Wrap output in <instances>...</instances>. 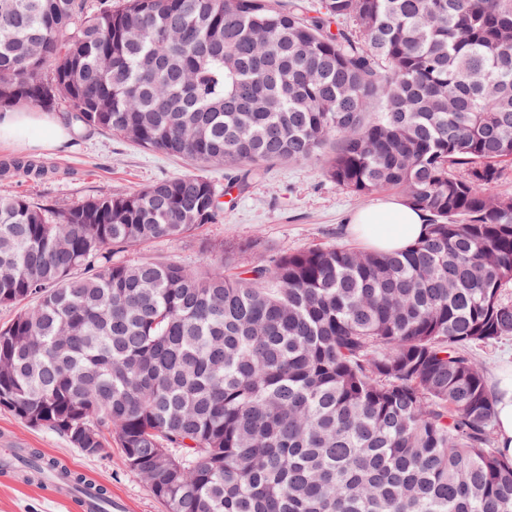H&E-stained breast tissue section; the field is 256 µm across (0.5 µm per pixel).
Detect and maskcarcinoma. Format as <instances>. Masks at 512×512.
I'll return each instance as SVG.
<instances>
[{
  "label": "carcinoma",
  "instance_id": "carcinoma-1",
  "mask_svg": "<svg viewBox=\"0 0 512 512\" xmlns=\"http://www.w3.org/2000/svg\"><path fill=\"white\" fill-rule=\"evenodd\" d=\"M53 61L52 72L44 65ZM257 177L324 162L429 214L400 252L130 262L223 219L188 172L58 210L0 196V406L117 443L168 512H512L473 348L512 336V0H0V107ZM112 512L102 483L33 450Z\"/></svg>",
  "mask_w": 512,
  "mask_h": 512
}]
</instances>
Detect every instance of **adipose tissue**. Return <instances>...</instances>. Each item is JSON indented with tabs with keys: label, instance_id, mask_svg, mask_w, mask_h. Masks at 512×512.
<instances>
[{
	"label": "adipose tissue",
	"instance_id": "adipose-tissue-1",
	"mask_svg": "<svg viewBox=\"0 0 512 512\" xmlns=\"http://www.w3.org/2000/svg\"><path fill=\"white\" fill-rule=\"evenodd\" d=\"M33 128L44 135L33 140L34 147L50 150L68 138L67 131L57 125L51 115L24 106L0 110V141H23ZM426 215L400 199L382 200L355 213L352 232L365 239L368 248L396 251L408 248L426 232Z\"/></svg>",
	"mask_w": 512,
	"mask_h": 512
}]
</instances>
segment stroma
Instances as JSON below:
<instances>
[{
    "instance_id": "stroma-1",
    "label": "stroma",
    "mask_w": 512,
    "mask_h": 512,
    "mask_svg": "<svg viewBox=\"0 0 512 512\" xmlns=\"http://www.w3.org/2000/svg\"><path fill=\"white\" fill-rule=\"evenodd\" d=\"M39 160L42 178L0 174V195L20 194L38 203L63 209L100 193L123 194L187 169L184 160L130 145L120 137L74 127L70 137L52 151H39L14 142L0 143V164L17 157ZM203 173L224 192V220L193 235L163 239L146 248L131 249L127 257L160 256L196 268L223 258L237 268L256 264L283 250L349 245L350 220L361 208L384 199V192L357 196L329 181L323 165L278 163L246 190L229 188L228 170L209 166ZM490 386L512 375V337L474 350ZM25 448L66 464L72 471L105 484L112 494V512H166L148 485L130 471L119 447L87 455L62 435L34 427L0 409V449ZM0 512H82L69 495L21 475L0 470Z\"/></svg>"
}]
</instances>
